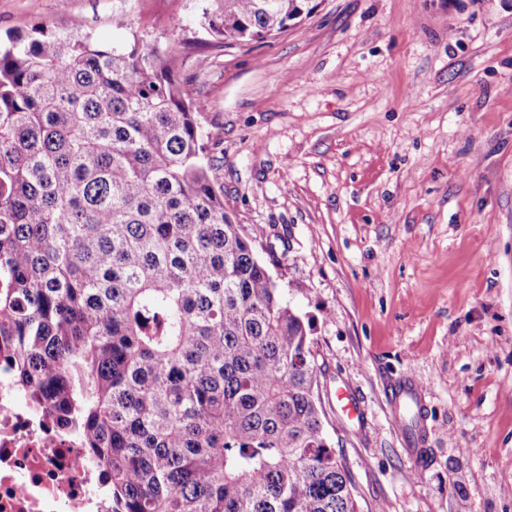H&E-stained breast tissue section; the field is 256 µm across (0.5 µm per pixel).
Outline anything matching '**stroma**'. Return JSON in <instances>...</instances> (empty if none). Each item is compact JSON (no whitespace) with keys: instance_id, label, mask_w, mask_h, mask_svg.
<instances>
[{"instance_id":"stroma-1","label":"stroma","mask_w":512,"mask_h":512,"mask_svg":"<svg viewBox=\"0 0 512 512\" xmlns=\"http://www.w3.org/2000/svg\"><path fill=\"white\" fill-rule=\"evenodd\" d=\"M117 2L0 0V34L176 45L224 208L312 322L358 512H512V0H318L249 44L207 0H131L120 32Z\"/></svg>"}]
</instances>
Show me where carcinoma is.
Masks as SVG:
<instances>
[{
  "label": "carcinoma",
  "instance_id": "1",
  "mask_svg": "<svg viewBox=\"0 0 512 512\" xmlns=\"http://www.w3.org/2000/svg\"><path fill=\"white\" fill-rule=\"evenodd\" d=\"M218 41L312 0H210ZM81 21L0 46V359L75 430L113 512H357L310 323L224 210L174 50Z\"/></svg>",
  "mask_w": 512,
  "mask_h": 512
}]
</instances>
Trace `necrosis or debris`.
Instances as JSON below:
<instances>
[{
  "instance_id": "necrosis-or-debris-1",
  "label": "necrosis or debris",
  "mask_w": 512,
  "mask_h": 512,
  "mask_svg": "<svg viewBox=\"0 0 512 512\" xmlns=\"http://www.w3.org/2000/svg\"><path fill=\"white\" fill-rule=\"evenodd\" d=\"M0 512H112L80 436L33 412L0 363Z\"/></svg>"
}]
</instances>
